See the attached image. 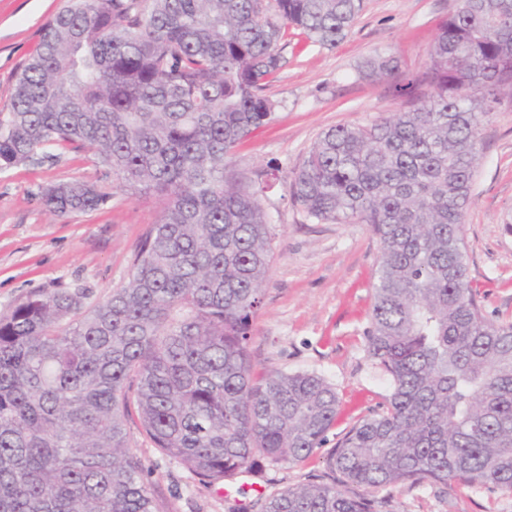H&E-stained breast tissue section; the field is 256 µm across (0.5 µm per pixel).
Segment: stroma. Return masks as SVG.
<instances>
[{
  "mask_svg": "<svg viewBox=\"0 0 512 512\" xmlns=\"http://www.w3.org/2000/svg\"><path fill=\"white\" fill-rule=\"evenodd\" d=\"M68 0H0V112L12 105L15 79L44 27ZM456 0H365L346 38L322 47L300 31L288 32L285 63L268 94L277 103L270 126L233 154L243 173L278 166L263 204L273 232V260L252 322L255 373L270 369L314 372L334 385L339 414L321 448L295 464H266L265 494L322 482L326 459L349 428L383 405L391 392L386 374L367 350L379 243L363 224H321L306 217L290 196L294 169L317 137L336 125L359 126L388 117L404 105L396 87L422 75L442 20ZM398 59V74L365 76L371 57ZM472 203L464 216L469 279L487 317L512 321V96L502 95L481 126ZM81 180L107 195L99 211L65 218L48 212L40 188ZM162 202L156 195L120 188L91 151L57 149L50 162L0 172V313L32 291L84 289L89 301L125 284L131 259ZM132 446L164 512H242L257 498L227 497L198 482L174 458L142 436ZM382 512H512V497L479 487L407 483L381 492Z\"/></svg>",
  "mask_w": 512,
  "mask_h": 512,
  "instance_id": "stroma-1",
  "label": "stroma"
}]
</instances>
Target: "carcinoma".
I'll use <instances>...</instances> for the list:
<instances>
[{
	"instance_id": "obj_1",
	"label": "carcinoma",
	"mask_w": 512,
	"mask_h": 512,
	"mask_svg": "<svg viewBox=\"0 0 512 512\" xmlns=\"http://www.w3.org/2000/svg\"><path fill=\"white\" fill-rule=\"evenodd\" d=\"M364 0H69L0 112V170L89 149L122 188L158 194L128 282L87 305L41 290L0 315V512H160L129 422L207 487L261 461L296 464L336 420L314 372L254 377L252 320L272 233L261 198L278 168L244 181L234 149L269 124L266 94L288 29L334 47ZM393 57L366 61L391 75ZM512 93V0H468L440 25L405 108L324 132L291 198L320 223L369 226L380 243L368 353L389 377L382 412L326 460L328 481L262 512H378L399 483L462 482L512 494V321L488 319L468 276L463 218L477 134ZM53 214L99 209L80 180L43 188Z\"/></svg>"
}]
</instances>
